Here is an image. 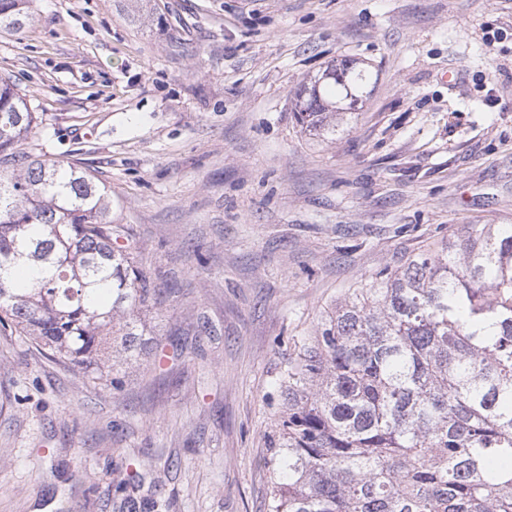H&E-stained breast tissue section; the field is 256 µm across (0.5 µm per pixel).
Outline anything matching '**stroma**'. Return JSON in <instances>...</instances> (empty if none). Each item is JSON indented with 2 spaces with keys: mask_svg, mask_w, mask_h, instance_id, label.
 <instances>
[{
  "mask_svg": "<svg viewBox=\"0 0 512 512\" xmlns=\"http://www.w3.org/2000/svg\"><path fill=\"white\" fill-rule=\"evenodd\" d=\"M29 0L25 154L91 171L170 294L119 395L0 331V512H267L294 346L464 224L512 225V0ZM364 63L335 134L303 81ZM134 485L120 493V480Z\"/></svg>",
  "mask_w": 512,
  "mask_h": 512,
  "instance_id": "1",
  "label": "stroma"
}]
</instances>
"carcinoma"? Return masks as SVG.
I'll return each mask as SVG.
<instances>
[{
	"label": "carcinoma",
	"instance_id": "1",
	"mask_svg": "<svg viewBox=\"0 0 512 512\" xmlns=\"http://www.w3.org/2000/svg\"><path fill=\"white\" fill-rule=\"evenodd\" d=\"M27 21V0H0V29ZM371 79L327 66L296 90L297 122L336 133ZM36 123L0 77V328L119 391L159 352L147 317L167 289L104 183L20 152ZM278 385L270 512H512V225L465 224L349 289Z\"/></svg>",
	"mask_w": 512,
	"mask_h": 512
}]
</instances>
